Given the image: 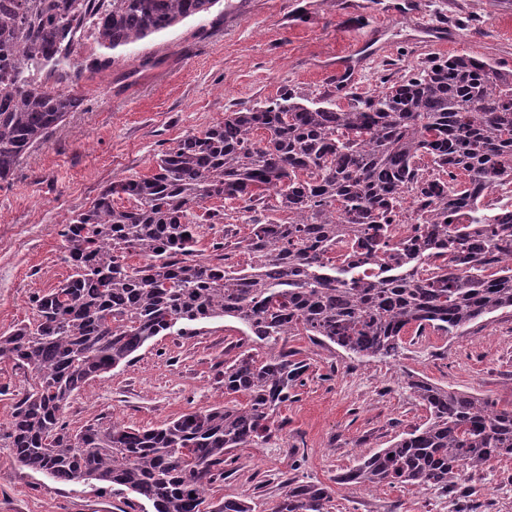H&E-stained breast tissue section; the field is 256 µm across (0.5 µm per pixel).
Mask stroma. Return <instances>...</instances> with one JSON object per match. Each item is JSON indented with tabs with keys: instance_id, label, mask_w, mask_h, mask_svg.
Instances as JSON below:
<instances>
[{
	"instance_id": "obj_1",
	"label": "stroma",
	"mask_w": 512,
	"mask_h": 512,
	"mask_svg": "<svg viewBox=\"0 0 512 512\" xmlns=\"http://www.w3.org/2000/svg\"><path fill=\"white\" fill-rule=\"evenodd\" d=\"M240 2V17L191 20L131 53L83 41L80 63L108 54L111 65L82 82L79 109L0 182V333L31 319L32 297L70 274L60 231L73 215L114 176L149 173L161 151L223 121L230 104H261L288 87L346 106L324 71L365 41L382 52L357 72L359 93L376 89L382 70L396 81L434 56L495 62L512 54V0H412L409 9L400 0ZM419 19L452 28L446 45L420 40ZM144 55L152 67L140 68ZM285 348L306 363L302 382L271 434L239 452L215 500L248 496L256 512H268L281 484L294 479L331 486L330 512H512V458L491 460L449 494L414 485L369 491L340 480L361 457L427 421L407 375L512 405V311L489 315L464 336L406 333L401 355L386 362L304 335L289 337ZM245 354L267 351L230 318L189 336L157 337L132 363L75 392L66 420L73 430L98 420L149 429L223 405L224 367ZM116 501L140 512L120 487L55 481L0 447V512H105Z\"/></svg>"
}]
</instances>
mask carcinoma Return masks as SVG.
Returning <instances> with one entry per match:
<instances>
[{
    "mask_svg": "<svg viewBox=\"0 0 512 512\" xmlns=\"http://www.w3.org/2000/svg\"><path fill=\"white\" fill-rule=\"evenodd\" d=\"M223 0H0V182L81 99L75 47L131 51ZM512 181V71L474 56L435 58L394 82L329 96L285 89L262 105L185 135L152 173L115 177L61 231L72 273L33 298V318L0 334V360L24 374L0 446L23 467L63 480L125 488L142 512H253L250 499L213 501L234 450L265 436L304 365L277 350L301 333L359 359L386 361L411 328L462 336L512 310V213L483 192ZM286 219L264 215L268 199ZM411 198L410 234L396 239L397 205ZM128 205H118L116 199ZM241 202L249 233L199 258L194 211ZM487 248L467 251L470 234ZM350 246L331 256L336 242ZM249 261L227 267V250ZM138 256L142 262H128ZM232 318L266 359L224 366L235 399L161 426L117 423L72 431L64 413L90 380L127 365L158 336ZM428 408L423 426L343 479L367 490L455 486L493 458H512V407L409 374ZM330 487L289 482L272 512H329Z\"/></svg>",
    "mask_w": 512,
    "mask_h": 512,
    "instance_id": "cac0c4a2",
    "label": "carcinoma"
}]
</instances>
